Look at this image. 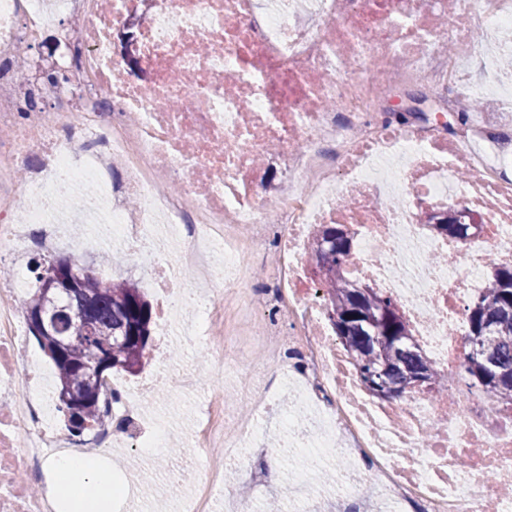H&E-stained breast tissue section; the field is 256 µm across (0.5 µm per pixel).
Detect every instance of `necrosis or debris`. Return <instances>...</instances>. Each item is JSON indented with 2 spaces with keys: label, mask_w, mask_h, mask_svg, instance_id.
<instances>
[{
  "label": "necrosis or debris",
  "mask_w": 512,
  "mask_h": 512,
  "mask_svg": "<svg viewBox=\"0 0 512 512\" xmlns=\"http://www.w3.org/2000/svg\"><path fill=\"white\" fill-rule=\"evenodd\" d=\"M129 0H0V63L17 44H33L60 16L71 18L62 66L76 101L45 88L52 109L18 111L27 84L0 79V256L53 245L58 195L96 181L77 222L112 215L124 244L153 241L172 225L175 262L157 259L149 276L171 310L197 309L189 330L224 325L225 304L200 305L184 279L194 247L224 254V283L252 314L266 318L254 338L227 336L215 363L243 368L250 344L287 376L288 410L307 416L293 426L299 448H323L355 460L357 483L369 471L372 494L295 486L299 503L320 497L324 512H512V430L492 427L458 388L464 308L488 266L512 259V142L490 126L448 137L419 125L392 126L385 105L414 82L427 83L453 111L476 87L472 65L484 43L512 26V0H146L141 56L145 83L130 80L112 50V31ZM495 140L496 162L473 149ZM277 147L284 176L274 197L256 189L259 158ZM121 155L113 182L107 164ZM29 180L18 181L21 169ZM170 183L159 196L155 187ZM141 206L129 212L121 198ZM465 199L489 232L463 246L430 236L422 215ZM350 224L360 234L348 268L395 301L413 334L448 375V394L413 392L377 401L360 383L348 352L323 319L306 277L311 229ZM451 254L434 264L430 254ZM261 255L267 280L239 283L237 271ZM30 287L25 269L0 273V512H60L47 475L63 453L49 381L32 388L35 362L21 352L17 303ZM104 419L78 441L88 457L107 455L116 437L131 451L161 445L144 429L140 401L122 385L100 382ZM224 398L212 395L195 434L204 451L198 493L183 512H209L229 481L236 443L215 447ZM491 476L497 491L485 495Z\"/></svg>",
  "instance_id": "necrosis-or-debris-1"
}]
</instances>
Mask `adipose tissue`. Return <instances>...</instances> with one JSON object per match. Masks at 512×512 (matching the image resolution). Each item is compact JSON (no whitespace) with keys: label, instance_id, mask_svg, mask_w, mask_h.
<instances>
[{"label":"adipose tissue","instance_id":"adipose-tissue-1","mask_svg":"<svg viewBox=\"0 0 512 512\" xmlns=\"http://www.w3.org/2000/svg\"><path fill=\"white\" fill-rule=\"evenodd\" d=\"M49 468L56 477L58 489L62 491L66 490L68 479L74 471L84 473L85 481L71 499L75 512H112V479L91 460L75 453L51 461Z\"/></svg>","mask_w":512,"mask_h":512}]
</instances>
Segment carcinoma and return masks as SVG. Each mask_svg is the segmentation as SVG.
<instances>
[{
  "label": "carcinoma",
  "mask_w": 512,
  "mask_h": 512,
  "mask_svg": "<svg viewBox=\"0 0 512 512\" xmlns=\"http://www.w3.org/2000/svg\"><path fill=\"white\" fill-rule=\"evenodd\" d=\"M437 237L464 240L470 225L457 217L445 224L426 223ZM356 232L345 224H319L311 232L313 275L325 290L327 306L338 317L331 322L335 335L350 353L356 371L375 397L383 400L402 394L408 379L428 374L431 394L447 391L445 374L420 346L407 347L403 339L408 322L395 302L378 289L361 292L347 275ZM83 272L78 292L60 298L59 306L89 312L94 335L54 353V337L38 340L57 370V391L69 389L77 398L57 397L58 411L68 430L80 434L101 418L100 381L112 370L139 373L147 359L152 306L134 281H105L88 266L72 260ZM468 338H482V351L468 352L462 361L471 386L491 406H512V262H494L482 291L466 308ZM112 365L88 376L84 367L106 359Z\"/></svg>",
  "instance_id": "obj_1"
}]
</instances>
